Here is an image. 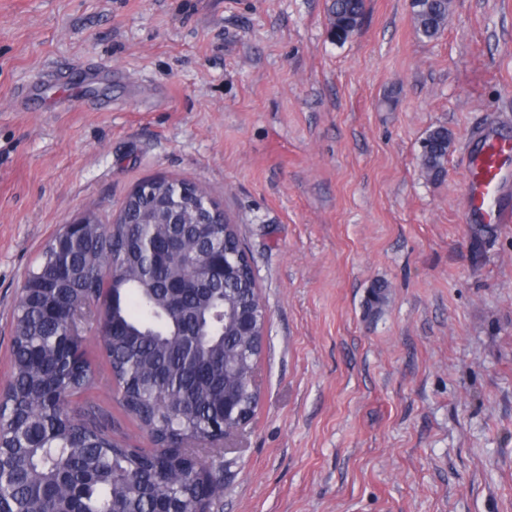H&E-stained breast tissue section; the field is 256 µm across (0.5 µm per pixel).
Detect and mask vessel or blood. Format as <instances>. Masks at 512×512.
I'll return each mask as SVG.
<instances>
[{
	"label": "vessel or blood",
	"instance_id": "vessel-or-blood-1",
	"mask_svg": "<svg viewBox=\"0 0 512 512\" xmlns=\"http://www.w3.org/2000/svg\"><path fill=\"white\" fill-rule=\"evenodd\" d=\"M512 170V140L495 132L483 134L465 165V197L470 221L511 224L512 205L502 197L504 175Z\"/></svg>",
	"mask_w": 512,
	"mask_h": 512
}]
</instances>
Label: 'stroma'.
Here are the masks:
<instances>
[{
	"label": "stroma",
	"mask_w": 512,
	"mask_h": 512,
	"mask_svg": "<svg viewBox=\"0 0 512 512\" xmlns=\"http://www.w3.org/2000/svg\"><path fill=\"white\" fill-rule=\"evenodd\" d=\"M329 4L0 0V388L44 245L186 179L237 224L268 317L223 512H512V223H469L463 195L476 133L512 139V0H451L430 41L410 0H365L343 43ZM68 64L109 73L22 104ZM448 145V130L443 127L432 130L422 142L420 165L432 180L442 179L447 172Z\"/></svg>",
	"instance_id": "1"
}]
</instances>
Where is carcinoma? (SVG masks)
Instances as JSON below:
<instances>
[{
	"mask_svg": "<svg viewBox=\"0 0 512 512\" xmlns=\"http://www.w3.org/2000/svg\"><path fill=\"white\" fill-rule=\"evenodd\" d=\"M450 0H415L414 30L421 39L445 28ZM365 0H331L329 25L343 43L363 25ZM448 130L423 140L420 165L433 180L446 174ZM181 181L158 177L151 192L127 196L118 216L80 227L82 244L52 239L28 271L42 284L20 296L13 329L11 379L0 393V512H221L224 462L217 458L219 435L249 422L260 398L257 382L260 324L243 333L233 313L259 300L249 256L229 219L215 224L224 239L228 270L203 292L180 300V313H167L168 286L191 274L187 266L159 262L144 267L139 243L153 236L163 244L167 228L155 223L159 194H174ZM193 222L212 220V196L193 185ZM116 282H103V273ZM91 304L103 309L98 330L124 324L121 336L100 337L110 380L129 418L152 447L134 448L112 417L98 406H70L89 391L97 371L90 360L75 364L69 318ZM238 398L241 415L224 418V394ZM190 443L207 469L210 494L198 498L181 465Z\"/></svg>",
	"mask_w": 512,
	"mask_h": 512,
	"instance_id": "1",
	"label": "carcinoma"
}]
</instances>
